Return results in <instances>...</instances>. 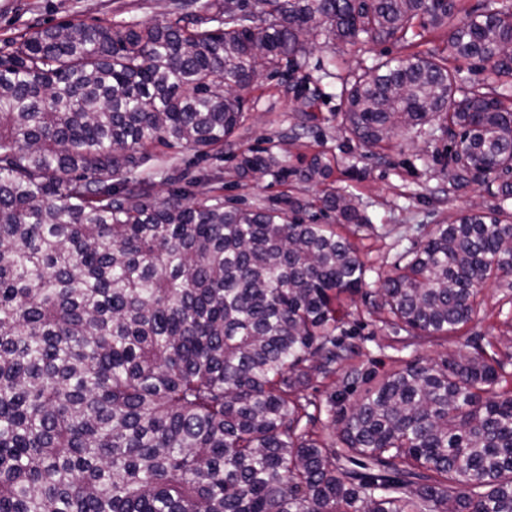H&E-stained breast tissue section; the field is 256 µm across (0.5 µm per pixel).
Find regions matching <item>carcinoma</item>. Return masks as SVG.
Listing matches in <instances>:
<instances>
[{"mask_svg": "<svg viewBox=\"0 0 512 512\" xmlns=\"http://www.w3.org/2000/svg\"><path fill=\"white\" fill-rule=\"evenodd\" d=\"M450 25L451 56L491 64L456 98L416 51L347 90L342 124L370 153L437 120L453 186L512 173V5L461 0H169L163 23L39 24L0 47V512H512V390L482 356L404 362L307 430L303 388L353 353L336 336L367 267L309 203L224 205L203 171L160 197L158 149L224 153L253 75L305 63L304 34L407 41ZM332 173L315 154L307 181ZM288 176L242 155L238 176ZM323 209L367 224L351 196ZM512 273V224H436L381 285L388 322L450 337ZM341 457L361 470L342 468Z\"/></svg>", "mask_w": 512, "mask_h": 512, "instance_id": "cac0c4a2", "label": "carcinoma"}]
</instances>
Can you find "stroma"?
<instances>
[{"instance_id": "35a3bbf8", "label": "stroma", "mask_w": 512, "mask_h": 512, "mask_svg": "<svg viewBox=\"0 0 512 512\" xmlns=\"http://www.w3.org/2000/svg\"><path fill=\"white\" fill-rule=\"evenodd\" d=\"M166 11L167 0H0V39L34 22L96 18L154 23L164 20ZM405 55L401 42L394 39L352 45L317 34L300 71L305 94L313 102L312 119H302L290 89L291 77L262 76L247 94V115L233 145L225 147L222 159L207 164L208 169L221 171L228 204L265 208L292 195L310 202L309 213L318 223L330 224L334 215L322 210L320 199L336 192L352 195L367 218L365 224L345 228L368 269L366 283L346 307L341 327L345 345L357 354L337 366L333 377L314 378L305 390L322 408L311 428L329 441L338 432L337 412L350 410L372 380L396 369L402 357L431 364L481 350L503 366L504 385L512 388V275H499L484 288L472 321L450 338L411 337L392 328L377 307L383 278L403 264L407 248L424 242L433 225L452 223L474 203L485 212H498L502 222H512V202L501 203L496 180L451 187L450 139L435 125L400 129L376 157L367 155L345 132L343 88L374 60ZM246 149L274 155L282 165L295 168V175L240 180L237 163ZM320 152L330 158L332 175L319 184L304 181L298 169Z\"/></svg>"}]
</instances>
